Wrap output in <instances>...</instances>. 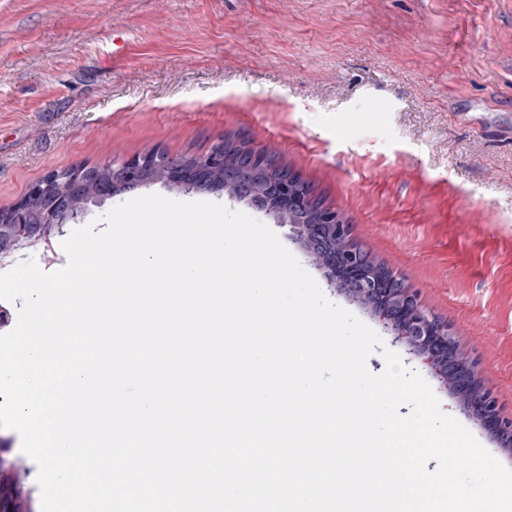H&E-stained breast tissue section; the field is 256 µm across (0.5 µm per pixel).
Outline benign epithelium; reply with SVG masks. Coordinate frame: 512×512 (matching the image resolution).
<instances>
[{"instance_id": "7a95c632", "label": "benign epithelium", "mask_w": 512, "mask_h": 512, "mask_svg": "<svg viewBox=\"0 0 512 512\" xmlns=\"http://www.w3.org/2000/svg\"><path fill=\"white\" fill-rule=\"evenodd\" d=\"M141 165L140 157L119 161L114 167L115 174L120 181L129 184V189L137 188L138 169ZM57 174L50 173L42 180L32 184L27 192L11 207L0 209V225L10 224L16 229L26 225L27 200L30 196H46L53 189V183ZM274 204L263 209V212L272 214L278 219H284L289 211L302 208L309 204V199L299 197L289 190V181L276 179L271 182ZM84 213V208H63L52 211L47 222L43 224L38 237L46 243H51L52 237L60 232L62 225L76 221ZM336 223V215L333 213L321 217V223L308 227L289 225L290 233L296 235L299 240H307L306 251L318 258L317 246L321 239L323 229H327ZM348 270L347 278L336 277L333 267L320 265L328 283L334 285L338 291L348 294L361 303H370L369 311L383 327L391 332L396 339L405 342L412 350L422 356L424 364L437 377L444 380L454 396L468 411L474 412L483 428L493 437L506 425L512 422L503 418L495 401L488 395H474L468 385L451 382L444 375L441 363L442 357L448 355V336L446 332L435 326V318L422 309L414 293L407 292L402 303L395 308H390L380 302V295L386 291L384 282L375 276L370 268L363 262L349 260L344 263Z\"/></svg>"}]
</instances>
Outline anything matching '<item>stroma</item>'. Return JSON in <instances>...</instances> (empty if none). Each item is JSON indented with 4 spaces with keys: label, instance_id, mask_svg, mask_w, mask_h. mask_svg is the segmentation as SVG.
I'll list each match as a JSON object with an SVG mask.
<instances>
[{
    "label": "stroma",
    "instance_id": "stroma-1",
    "mask_svg": "<svg viewBox=\"0 0 512 512\" xmlns=\"http://www.w3.org/2000/svg\"><path fill=\"white\" fill-rule=\"evenodd\" d=\"M227 135L268 151L454 336L512 420V0H0V208L49 172ZM157 193L272 227L504 466L448 389L339 293L288 227L224 192Z\"/></svg>",
    "mask_w": 512,
    "mask_h": 512
}]
</instances>
